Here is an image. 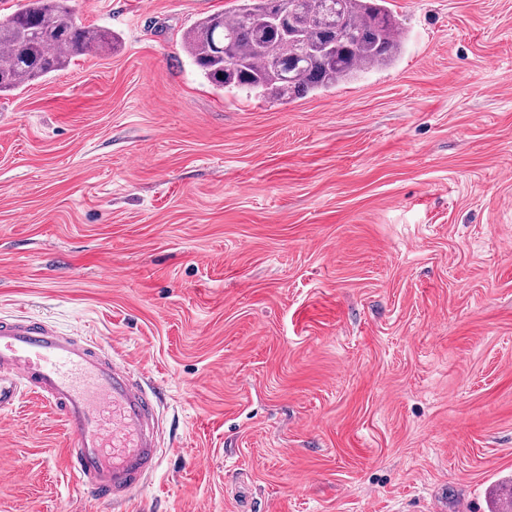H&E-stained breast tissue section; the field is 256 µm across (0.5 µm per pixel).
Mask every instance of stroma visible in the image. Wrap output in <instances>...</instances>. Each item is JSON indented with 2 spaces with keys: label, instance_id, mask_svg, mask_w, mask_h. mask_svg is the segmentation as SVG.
<instances>
[{
  "label": "stroma",
  "instance_id": "stroma-1",
  "mask_svg": "<svg viewBox=\"0 0 512 512\" xmlns=\"http://www.w3.org/2000/svg\"><path fill=\"white\" fill-rule=\"evenodd\" d=\"M234 0H75L112 48L0 97V317L161 389L125 505L0 410V512H494L512 491V0H390V68L288 102L181 47Z\"/></svg>",
  "mask_w": 512,
  "mask_h": 512
}]
</instances>
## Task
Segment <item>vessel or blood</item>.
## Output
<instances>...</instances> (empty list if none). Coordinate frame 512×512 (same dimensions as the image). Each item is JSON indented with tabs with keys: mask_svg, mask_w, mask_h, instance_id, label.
Returning <instances> with one entry per match:
<instances>
[{
	"mask_svg": "<svg viewBox=\"0 0 512 512\" xmlns=\"http://www.w3.org/2000/svg\"><path fill=\"white\" fill-rule=\"evenodd\" d=\"M24 387L61 413L70 469L100 499L125 502L159 467L158 393L116 350L30 318L0 324V410Z\"/></svg>",
	"mask_w": 512,
	"mask_h": 512,
	"instance_id": "vessel-or-blood-1",
	"label": "vessel or blood"
}]
</instances>
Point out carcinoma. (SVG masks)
<instances>
[{"label":"carcinoma","mask_w":512,"mask_h":512,"mask_svg":"<svg viewBox=\"0 0 512 512\" xmlns=\"http://www.w3.org/2000/svg\"><path fill=\"white\" fill-rule=\"evenodd\" d=\"M235 2L182 35L183 49L216 90L287 101L383 69L402 51L388 0ZM111 43V31L76 22L71 0H24L0 14V95Z\"/></svg>","instance_id":"obj_1"}]
</instances>
